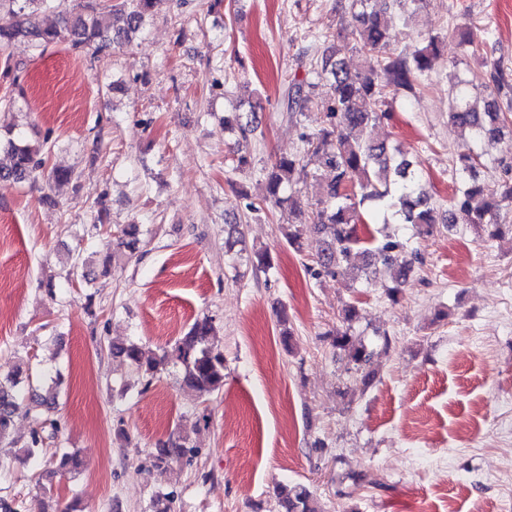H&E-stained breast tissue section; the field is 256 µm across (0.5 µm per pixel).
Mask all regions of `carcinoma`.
Listing matches in <instances>:
<instances>
[{
    "instance_id": "1",
    "label": "carcinoma",
    "mask_w": 512,
    "mask_h": 512,
    "mask_svg": "<svg viewBox=\"0 0 512 512\" xmlns=\"http://www.w3.org/2000/svg\"><path fill=\"white\" fill-rule=\"evenodd\" d=\"M55 2L0 0V48L6 49L17 41H28L35 47L68 41L74 49L93 46L98 52L114 44L122 46L143 29L154 0H119L105 7L88 2L83 12L63 15L57 26L46 25L42 14L55 7ZM350 13L347 36L360 52L368 55L366 68L353 71L327 50L316 62L314 72L329 82L328 98L315 102L306 93L304 83L294 82L280 102L283 112L304 115L318 111L317 129L304 134L303 141L307 151L318 157L322 172L307 171L299 156L280 157L267 175L263 201L289 208L292 221L285 236L293 247L300 246L302 224L311 220L310 228L323 240L316 260L317 274L335 278L357 269L370 283L378 266H387L394 274L395 285L389 296L395 301L399 288L414 273L420 256L410 248L404 235H378L377 230L363 223L362 210L371 208L376 224H395L417 236H429L436 225L447 223L490 225L496 228L492 236H498L500 205L512 201V183L501 199H495L479 184L477 165L483 148L496 140L508 118L497 98H489L479 109L468 95L470 81L460 78L455 82L448 125L462 139L457 154L458 186L452 197L451 217L441 214L423 188L417 165L367 133L368 127L389 117V111L382 109V105L390 92H415L431 56L439 51V36L429 34L419 47L391 52L389 46L394 35L387 9L372 4V0H350ZM0 148L10 156V164L0 167V180L25 182L43 168L45 157L40 147L32 148L18 137H9L0 140ZM309 178L316 182L319 197L307 217L296 186ZM118 241L125 253H137L141 245L140 225H124ZM356 317L354 306L342 309L343 326L336 331L332 345L342 353L348 369L361 374V382L366 385L372 377V352L351 334ZM211 336L212 319L205 317L195 321L186 336L159 354L149 356L133 341H114L109 350L138 374L152 375L179 365L183 369L182 385L201 397H209L224 389V353L210 342ZM24 403L39 416L42 426L58 431L51 418L56 408L55 397L38 393L19 368L0 376V440L9 436L13 417ZM197 451L190 433L185 431L177 440L155 449L154 466L165 471L170 457L193 455ZM80 466L76 454L64 451L57 457L51 474L76 472ZM279 505L281 512H317L311 491L303 485L281 490Z\"/></svg>"
}]
</instances>
